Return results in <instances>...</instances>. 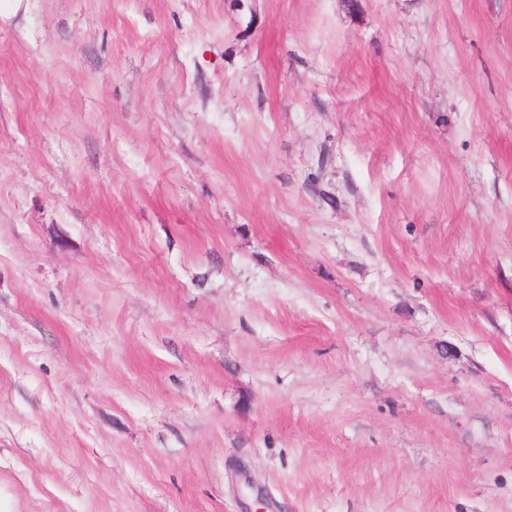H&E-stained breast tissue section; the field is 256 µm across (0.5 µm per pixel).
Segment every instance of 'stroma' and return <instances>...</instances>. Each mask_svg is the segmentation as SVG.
Returning a JSON list of instances; mask_svg holds the SVG:
<instances>
[{"mask_svg":"<svg viewBox=\"0 0 512 512\" xmlns=\"http://www.w3.org/2000/svg\"><path fill=\"white\" fill-rule=\"evenodd\" d=\"M512 512V0H0V512Z\"/></svg>","mask_w":512,"mask_h":512,"instance_id":"stroma-1","label":"stroma"}]
</instances>
